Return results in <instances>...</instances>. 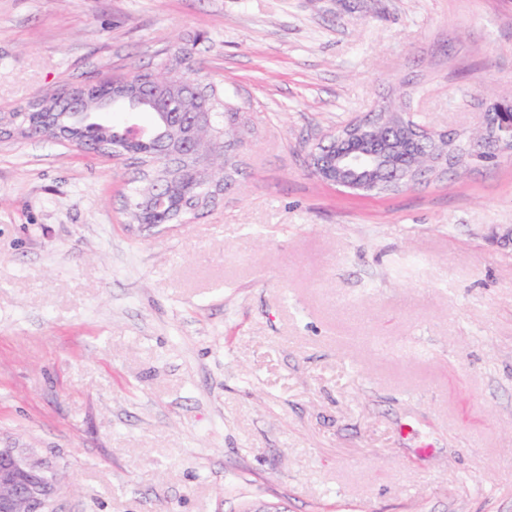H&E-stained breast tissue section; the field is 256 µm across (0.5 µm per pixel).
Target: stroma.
Returning <instances> with one entry per match:
<instances>
[{
	"label": "stroma",
	"instance_id": "obj_1",
	"mask_svg": "<svg viewBox=\"0 0 512 512\" xmlns=\"http://www.w3.org/2000/svg\"><path fill=\"white\" fill-rule=\"evenodd\" d=\"M184 45L246 121L193 222L0 141V445L57 512H512V155L363 197L308 163L382 108L480 136L512 0H0V113Z\"/></svg>",
	"mask_w": 512,
	"mask_h": 512
}]
</instances>
